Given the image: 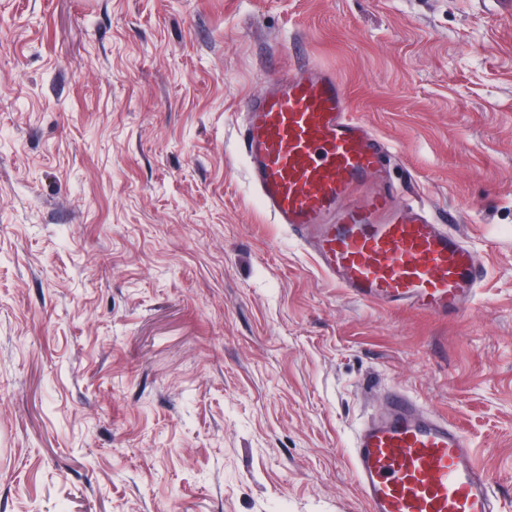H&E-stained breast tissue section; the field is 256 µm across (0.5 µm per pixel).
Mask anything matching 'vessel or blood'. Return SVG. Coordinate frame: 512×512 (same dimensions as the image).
Returning a JSON list of instances; mask_svg holds the SVG:
<instances>
[{"label":"vessel or blood","mask_w":512,"mask_h":512,"mask_svg":"<svg viewBox=\"0 0 512 512\" xmlns=\"http://www.w3.org/2000/svg\"><path fill=\"white\" fill-rule=\"evenodd\" d=\"M237 134L250 185L274 223L354 298L439 318L472 307L481 253L452 217L403 205L389 145L352 115L335 72L304 62L249 99ZM351 462L370 512H512L467 436L403 391L356 432Z\"/></svg>","instance_id":"vessel-or-blood-1"}]
</instances>
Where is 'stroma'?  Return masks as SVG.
<instances>
[{
  "label": "stroma",
  "instance_id": "35a3bbf8",
  "mask_svg": "<svg viewBox=\"0 0 512 512\" xmlns=\"http://www.w3.org/2000/svg\"><path fill=\"white\" fill-rule=\"evenodd\" d=\"M336 71L488 269L357 300L257 204L236 126ZM401 388L512 495V0H0V512H367Z\"/></svg>",
  "mask_w": 512,
  "mask_h": 512
}]
</instances>
